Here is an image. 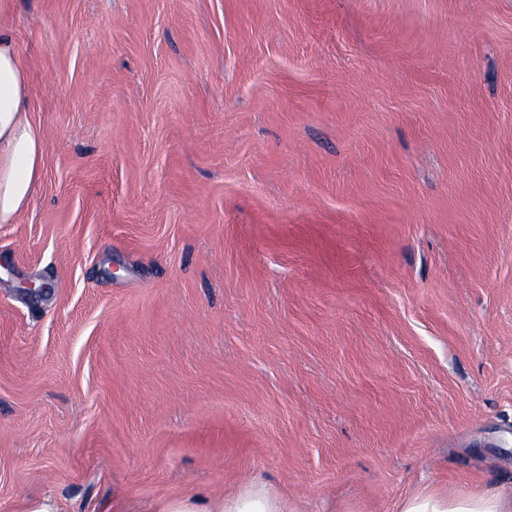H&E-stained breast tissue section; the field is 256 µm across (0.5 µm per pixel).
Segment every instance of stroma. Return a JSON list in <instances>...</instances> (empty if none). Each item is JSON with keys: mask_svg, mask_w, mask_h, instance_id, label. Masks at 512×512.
I'll return each instance as SVG.
<instances>
[{"mask_svg": "<svg viewBox=\"0 0 512 512\" xmlns=\"http://www.w3.org/2000/svg\"><path fill=\"white\" fill-rule=\"evenodd\" d=\"M0 28L44 142L0 224V512L512 496V0H0ZM155 512H288V502L266 487L249 486L227 498L170 495L159 500Z\"/></svg>", "mask_w": 512, "mask_h": 512, "instance_id": "1", "label": "stroma"}]
</instances>
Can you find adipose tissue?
I'll return each instance as SVG.
<instances>
[{"mask_svg": "<svg viewBox=\"0 0 512 512\" xmlns=\"http://www.w3.org/2000/svg\"><path fill=\"white\" fill-rule=\"evenodd\" d=\"M28 72L11 34L0 30V224L14 223L42 175V133L32 122ZM157 512H288L278 493L249 486L237 494L209 497L170 495ZM400 512H512V499L500 494H460L451 498L421 491Z\"/></svg>", "mask_w": 512, "mask_h": 512, "instance_id": "1", "label": "adipose tissue"}]
</instances>
